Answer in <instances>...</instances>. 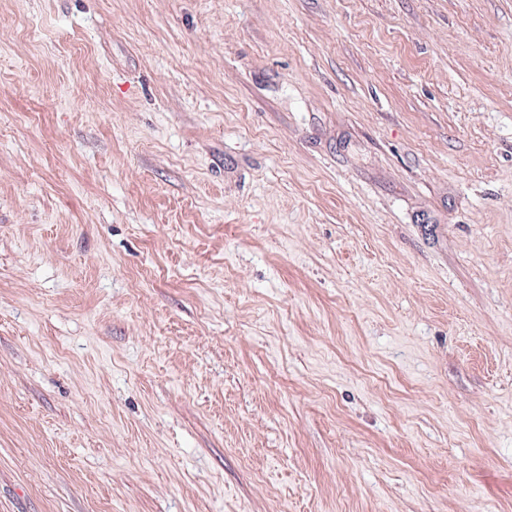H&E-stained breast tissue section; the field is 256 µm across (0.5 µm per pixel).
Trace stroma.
<instances>
[{"instance_id": "stroma-1", "label": "stroma", "mask_w": 512, "mask_h": 512, "mask_svg": "<svg viewBox=\"0 0 512 512\" xmlns=\"http://www.w3.org/2000/svg\"><path fill=\"white\" fill-rule=\"evenodd\" d=\"M0 512H512V0H0Z\"/></svg>"}]
</instances>
